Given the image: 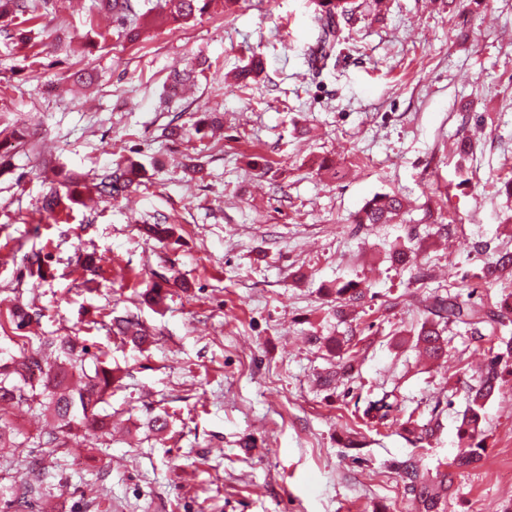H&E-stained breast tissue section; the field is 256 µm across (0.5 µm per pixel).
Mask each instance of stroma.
<instances>
[{
    "instance_id": "35a3bbf8",
    "label": "stroma",
    "mask_w": 512,
    "mask_h": 512,
    "mask_svg": "<svg viewBox=\"0 0 512 512\" xmlns=\"http://www.w3.org/2000/svg\"><path fill=\"white\" fill-rule=\"evenodd\" d=\"M317 14L316 0H211L131 42L100 0H52L21 48L0 18V137L17 140L0 159V312H40L31 347L76 336L108 350L116 377L107 433L64 450L35 443L51 414L12 410L0 486L48 474L35 512H415L389 469L410 456L448 477L444 512H512V376L486 405L481 460L459 470L457 428L489 344L450 325L444 360L415 347L428 292L512 298V282L475 277L512 252V0L363 6L319 63ZM255 54L264 73L238 88ZM198 63L194 87L172 89ZM129 160L144 166L129 196L44 211L67 180ZM384 193L405 214L355 223ZM157 223L161 242L144 233ZM397 247L410 264L393 263ZM35 252L49 258L41 283ZM92 253L96 270H82ZM161 274L162 303H141ZM348 280L368 294L340 316L333 289ZM129 313L142 347L112 333ZM330 336L357 351L333 390ZM385 392L401 409L376 427L363 410ZM157 414L161 433L147 427ZM427 423L436 433L420 438Z\"/></svg>"
}]
</instances>
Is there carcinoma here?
<instances>
[{"label": "carcinoma", "instance_id": "cac0c4a2", "mask_svg": "<svg viewBox=\"0 0 512 512\" xmlns=\"http://www.w3.org/2000/svg\"><path fill=\"white\" fill-rule=\"evenodd\" d=\"M211 0H165L166 11L155 16L162 22L187 23L196 15L204 13ZM318 22L321 39L318 44L319 58L324 60L336 43L340 20H349L358 9L356 0H318ZM35 0H0V17L26 16L35 11ZM104 10L111 16L121 33L129 38L138 37L146 24L147 14L137 9L135 0H105ZM140 164L130 161L119 164L100 177L94 184L95 191L108 197L121 195L136 182ZM405 208V201L398 195H380L369 200L356 216L357 224H389ZM512 275V253L500 252L494 260L484 264L476 278L487 286L500 282ZM336 313L363 302L366 291L354 281H347L335 289ZM425 308L431 320L421 327L416 345L423 355L439 360L445 356L444 339L439 331L440 323L463 324L477 341L484 339V330L512 314V302L505 301L499 308H485L466 303L451 294H432L425 299ZM118 334L123 339L142 345L148 337L143 325L133 316L118 320ZM30 337H22L18 344L19 354L10 361L0 364V451L13 445L15 429L7 418L9 410L26 404L38 405L53 413L55 426L44 433L46 444L56 448H67L75 440L74 429L85 428L102 431L106 427L105 417L99 413V405L112 387V370L107 368L108 352L90 354L86 345H77L70 338L60 340L57 356L50 362L41 352L29 350ZM512 361V344L489 354L486 363L478 372L477 384L470 387V402L463 414L457 435L464 450L454 459V466L466 469L478 461L484 450V407L486 402L503 386L502 364ZM354 371V359L349 356L336 364L334 370L324 378L328 387L347 380ZM399 410V404L390 400L385 393L379 398L367 401L364 415L375 424H382ZM404 490L413 495L420 512H441V505L448 496V474L441 475L433 482L421 470L417 460L407 457L390 464ZM43 494V483L21 484L18 489L10 488V508L14 512H29Z\"/></svg>", "mask_w": 512, "mask_h": 512}]
</instances>
